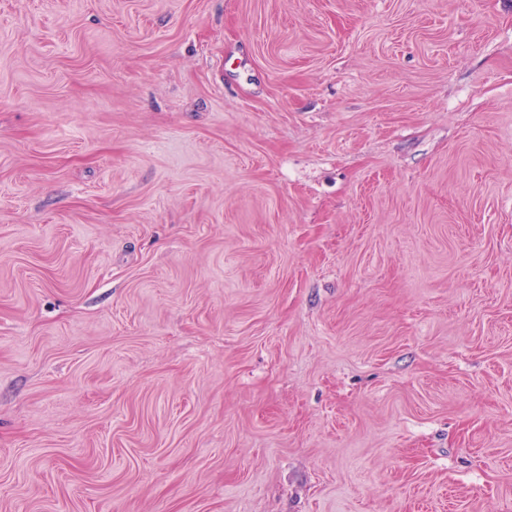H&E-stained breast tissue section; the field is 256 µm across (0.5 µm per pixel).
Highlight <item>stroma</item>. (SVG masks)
<instances>
[{
  "label": "stroma",
  "mask_w": 512,
  "mask_h": 512,
  "mask_svg": "<svg viewBox=\"0 0 512 512\" xmlns=\"http://www.w3.org/2000/svg\"><path fill=\"white\" fill-rule=\"evenodd\" d=\"M0 512H512V0H0Z\"/></svg>",
  "instance_id": "obj_1"
}]
</instances>
